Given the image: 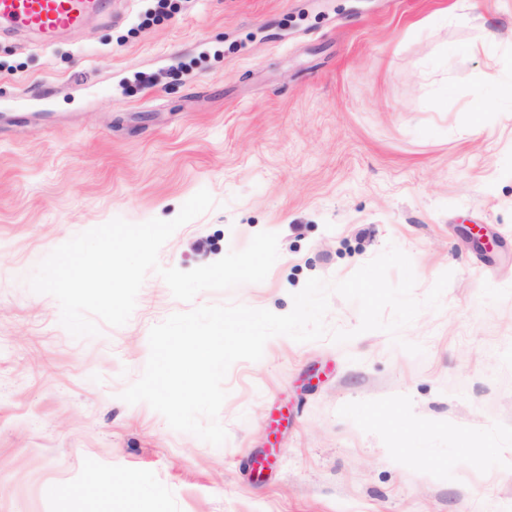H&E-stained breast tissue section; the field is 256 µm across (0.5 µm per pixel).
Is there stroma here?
<instances>
[{"mask_svg":"<svg viewBox=\"0 0 512 512\" xmlns=\"http://www.w3.org/2000/svg\"><path fill=\"white\" fill-rule=\"evenodd\" d=\"M109 2L49 43L0 28V512H512V0ZM203 188L161 265L270 231L265 281L189 304L151 273L127 324L83 339L29 289L74 235ZM391 244L416 298L453 273L401 332L423 355L273 337L228 372L219 447L121 400L169 315L285 314Z\"/></svg>","mask_w":512,"mask_h":512,"instance_id":"1","label":"stroma"}]
</instances>
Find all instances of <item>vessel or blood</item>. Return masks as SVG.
I'll return each instance as SVG.
<instances>
[{"mask_svg": "<svg viewBox=\"0 0 512 512\" xmlns=\"http://www.w3.org/2000/svg\"><path fill=\"white\" fill-rule=\"evenodd\" d=\"M102 8V0H0V22L48 42L85 24Z\"/></svg>", "mask_w": 512, "mask_h": 512, "instance_id": "obj_1", "label": "vessel or blood"}]
</instances>
